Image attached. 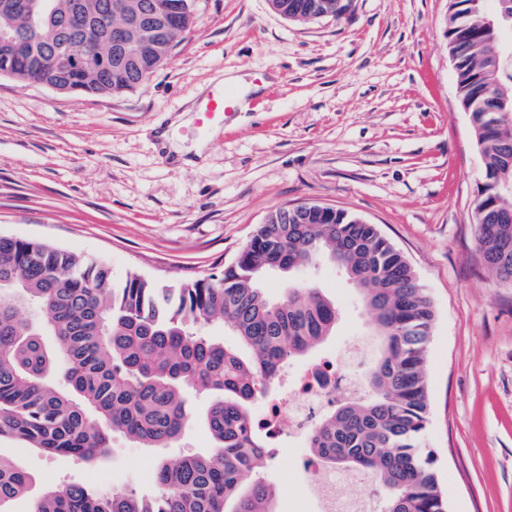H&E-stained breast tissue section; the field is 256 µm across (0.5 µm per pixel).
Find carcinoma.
Returning a JSON list of instances; mask_svg holds the SVG:
<instances>
[{"instance_id":"carcinoma-1","label":"carcinoma","mask_w":512,"mask_h":512,"mask_svg":"<svg viewBox=\"0 0 512 512\" xmlns=\"http://www.w3.org/2000/svg\"><path fill=\"white\" fill-rule=\"evenodd\" d=\"M82 2L84 29L104 35L107 4L116 0H50L64 17ZM148 12L156 3L191 7L168 38L144 54L139 67L87 71L76 92L122 93L165 65L193 24L195 0H124ZM486 0H451L448 46L457 90L469 112L483 158L475 230L484 265L512 280L511 88L494 47L512 29V12L497 7L482 23ZM350 0H274L293 21L339 17ZM39 56L61 41L51 19L30 30ZM338 266L361 295L376 356L362 371L363 392L321 416L306 448L320 467L365 473L375 482L374 512H448L436 458L421 448L429 424L425 372L435 310L403 254L375 224H357L335 208L259 224L234 262L203 278L167 286L131 272L120 281L83 255L24 238L0 237V440L25 442L49 455L97 465L108 458L112 432L142 448H168L191 422L189 397L208 393L203 424L218 448L157 469L159 492H95L81 484L47 490L32 512H274L273 483L262 476L272 457L253 407L275 395L280 367L317 350L336 329V303L319 289L288 283L287 296L269 298L271 271L317 263ZM38 306L42 320L19 309ZM221 325L236 337L226 346L203 333ZM54 336L48 345L45 334ZM29 474L0 456V512L26 492Z\"/></svg>"}]
</instances>
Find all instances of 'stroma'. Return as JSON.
I'll use <instances>...</instances> for the list:
<instances>
[{"label": "stroma", "instance_id": "1", "mask_svg": "<svg viewBox=\"0 0 512 512\" xmlns=\"http://www.w3.org/2000/svg\"><path fill=\"white\" fill-rule=\"evenodd\" d=\"M450 0H351L338 18L292 21L268 0H197L194 23L148 82L118 95L59 93L0 77V235L78 252L114 280L162 284L230 264L258 224L302 202L377 225L413 266L436 319L427 347L433 452L449 512H512V286L488 273L475 236L482 159L457 94L446 30ZM263 71L247 111L207 135L192 114L216 77ZM339 309L322 354L367 334L361 299L336 266L304 268ZM171 448L113 432L91 466L0 441L45 489H157L160 463L211 452L201 422ZM285 442L265 476L277 512H322Z\"/></svg>", "mask_w": 512, "mask_h": 512}]
</instances>
